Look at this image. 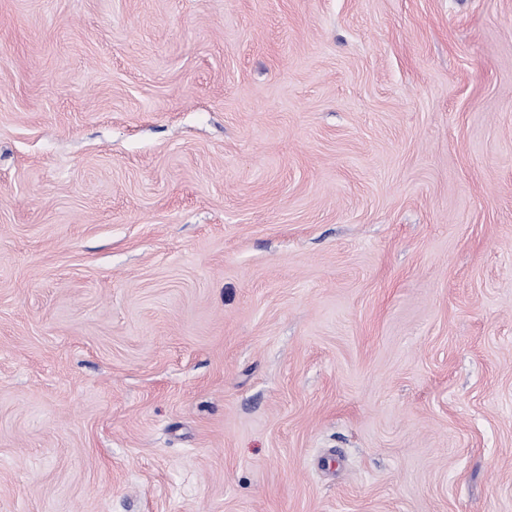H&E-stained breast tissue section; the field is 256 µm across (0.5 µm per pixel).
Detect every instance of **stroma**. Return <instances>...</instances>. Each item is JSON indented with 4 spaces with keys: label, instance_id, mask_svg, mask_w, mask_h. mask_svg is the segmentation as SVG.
I'll return each instance as SVG.
<instances>
[{
    "label": "stroma",
    "instance_id": "obj_1",
    "mask_svg": "<svg viewBox=\"0 0 512 512\" xmlns=\"http://www.w3.org/2000/svg\"><path fill=\"white\" fill-rule=\"evenodd\" d=\"M0 512H512V0H0Z\"/></svg>",
    "mask_w": 512,
    "mask_h": 512
}]
</instances>
